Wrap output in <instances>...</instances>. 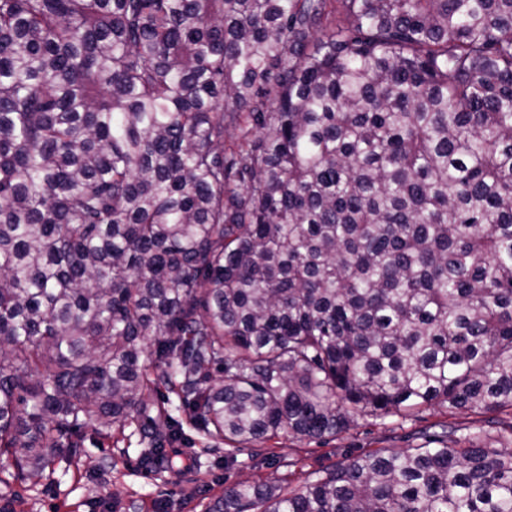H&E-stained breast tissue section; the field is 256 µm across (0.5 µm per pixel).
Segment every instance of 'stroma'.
Segmentation results:
<instances>
[{
  "label": "stroma",
  "instance_id": "stroma-1",
  "mask_svg": "<svg viewBox=\"0 0 512 512\" xmlns=\"http://www.w3.org/2000/svg\"><path fill=\"white\" fill-rule=\"evenodd\" d=\"M487 420L484 413L439 407L407 419L360 416L347 432L321 441L281 431L241 451L231 464L224 443L198 441L189 428L192 458H175L173 468L158 470L143 465L147 443L135 426L108 437L88 427L80 450L58 458L42 479L0 483V512H209L232 483L294 491L358 454L410 447L442 424L480 427Z\"/></svg>",
  "mask_w": 512,
  "mask_h": 512
}]
</instances>
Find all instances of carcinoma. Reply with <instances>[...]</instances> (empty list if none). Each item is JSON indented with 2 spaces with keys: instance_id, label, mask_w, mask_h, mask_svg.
<instances>
[{
  "instance_id": "cac0c4a2",
  "label": "carcinoma",
  "mask_w": 512,
  "mask_h": 512,
  "mask_svg": "<svg viewBox=\"0 0 512 512\" xmlns=\"http://www.w3.org/2000/svg\"><path fill=\"white\" fill-rule=\"evenodd\" d=\"M434 405L512 410V0H0L17 476ZM459 431L212 512H512V423Z\"/></svg>"
}]
</instances>
